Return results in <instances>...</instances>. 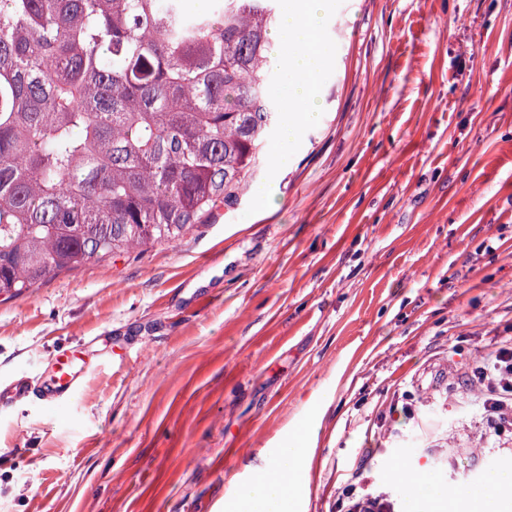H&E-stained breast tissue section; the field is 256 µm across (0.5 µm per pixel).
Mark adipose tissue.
Returning a JSON list of instances; mask_svg holds the SVG:
<instances>
[{
    "instance_id": "adipose-tissue-1",
    "label": "adipose tissue",
    "mask_w": 512,
    "mask_h": 512,
    "mask_svg": "<svg viewBox=\"0 0 512 512\" xmlns=\"http://www.w3.org/2000/svg\"><path fill=\"white\" fill-rule=\"evenodd\" d=\"M325 8L326 0H282L272 34L273 60L288 74V92L281 101L285 119L270 149L275 167L285 162L303 129L320 119L316 88L330 56L321 34ZM304 455L303 448L293 446L265 461L233 512H291L288 490L301 472Z\"/></svg>"
}]
</instances>
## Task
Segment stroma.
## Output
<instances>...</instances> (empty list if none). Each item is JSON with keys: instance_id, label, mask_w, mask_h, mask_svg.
<instances>
[{"instance_id": "stroma-1", "label": "stroma", "mask_w": 512, "mask_h": 512, "mask_svg": "<svg viewBox=\"0 0 512 512\" xmlns=\"http://www.w3.org/2000/svg\"><path fill=\"white\" fill-rule=\"evenodd\" d=\"M320 122L178 241L0 299V380L86 352L75 402L0 408V512H226L306 448L293 512L366 462L396 512H462L512 450L473 367L512 336V0H329ZM428 468L435 502L397 469Z\"/></svg>"}]
</instances>
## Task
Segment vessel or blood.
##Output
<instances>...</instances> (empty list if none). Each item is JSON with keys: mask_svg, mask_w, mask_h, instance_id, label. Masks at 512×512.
Masks as SVG:
<instances>
[{"mask_svg": "<svg viewBox=\"0 0 512 512\" xmlns=\"http://www.w3.org/2000/svg\"><path fill=\"white\" fill-rule=\"evenodd\" d=\"M84 373L81 351L74 347L60 349L45 379L35 381L22 376L0 385V406L35 400L43 407L52 408L72 401L81 392Z\"/></svg>", "mask_w": 512, "mask_h": 512, "instance_id": "b4317fda", "label": "vessel or blood"}]
</instances>
